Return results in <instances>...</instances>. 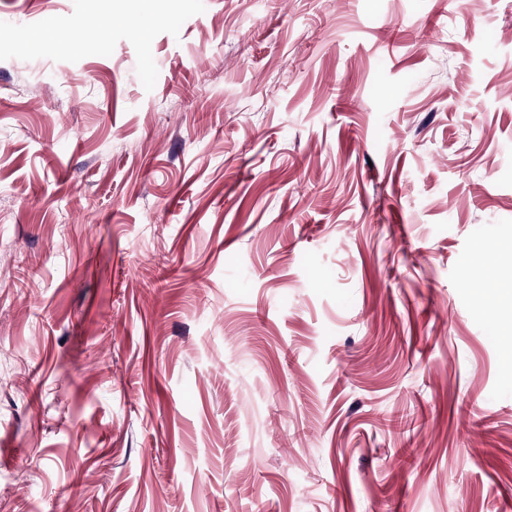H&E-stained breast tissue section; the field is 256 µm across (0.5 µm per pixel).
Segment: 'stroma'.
<instances>
[{
    "instance_id": "1",
    "label": "stroma",
    "mask_w": 512,
    "mask_h": 512,
    "mask_svg": "<svg viewBox=\"0 0 512 512\" xmlns=\"http://www.w3.org/2000/svg\"><path fill=\"white\" fill-rule=\"evenodd\" d=\"M131 8L0 0V512H512V0ZM503 249L511 253L512 244L490 246L484 242L477 243L472 255V283L474 293L484 298L490 290L496 292L501 308L512 304V283L503 282L498 277L496 257L502 256Z\"/></svg>"
}]
</instances>
